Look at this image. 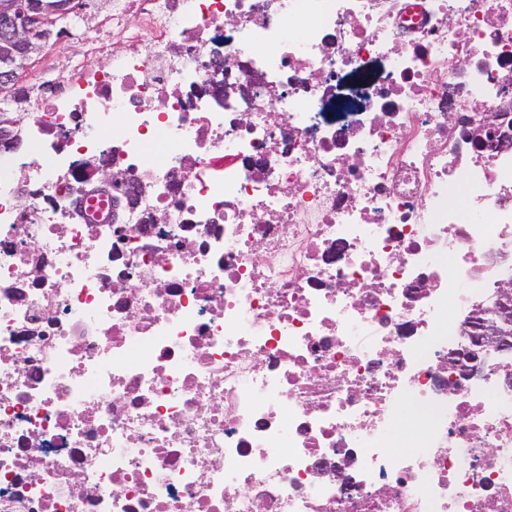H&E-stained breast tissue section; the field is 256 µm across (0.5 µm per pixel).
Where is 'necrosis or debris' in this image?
<instances>
[{
    "label": "necrosis or debris",
    "mask_w": 512,
    "mask_h": 512,
    "mask_svg": "<svg viewBox=\"0 0 512 512\" xmlns=\"http://www.w3.org/2000/svg\"><path fill=\"white\" fill-rule=\"evenodd\" d=\"M108 23L0 148V512H512V359L450 383L512 283V0ZM354 82L355 77L350 73H343L336 84V98L334 100V106L332 110L327 113L329 119L336 121L343 120L345 118V112L348 107L354 103Z\"/></svg>",
    "instance_id": "obj_1"
}]
</instances>
